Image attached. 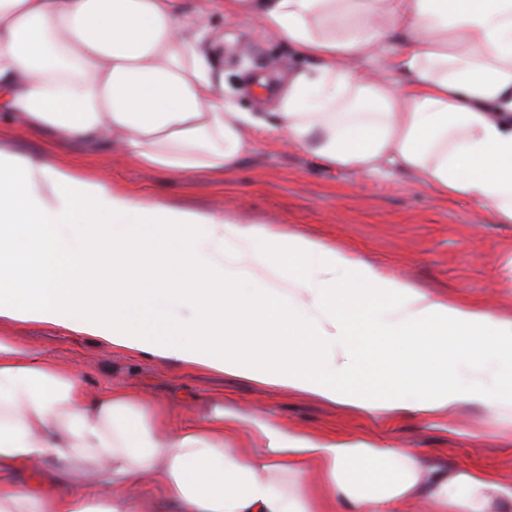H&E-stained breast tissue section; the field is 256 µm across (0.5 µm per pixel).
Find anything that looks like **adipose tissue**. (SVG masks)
Wrapping results in <instances>:
<instances>
[{
	"label": "adipose tissue",
	"mask_w": 512,
	"mask_h": 512,
	"mask_svg": "<svg viewBox=\"0 0 512 512\" xmlns=\"http://www.w3.org/2000/svg\"><path fill=\"white\" fill-rule=\"evenodd\" d=\"M222 8L314 62L280 92L274 129L328 165L388 164L512 224V0ZM206 31L180 0H0V112L152 170H230L269 124L225 99ZM1 318L370 415L484 403L512 432V317L303 235L143 204L48 152L0 148ZM245 426L256 452L238 446ZM502 492L487 473L425 472L402 449L226 407L173 431L144 394L88 389L0 336V512H499Z\"/></svg>",
	"instance_id": "obj_1"
}]
</instances>
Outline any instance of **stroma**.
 Segmentation results:
<instances>
[{
  "label": "stroma",
  "mask_w": 512,
  "mask_h": 512,
  "mask_svg": "<svg viewBox=\"0 0 512 512\" xmlns=\"http://www.w3.org/2000/svg\"><path fill=\"white\" fill-rule=\"evenodd\" d=\"M188 8L208 12L224 97L241 111H273L272 84L310 65L255 23L226 19L215 0H188ZM54 159L103 176L144 202L215 210L237 222L302 233L353 251L438 297L512 316V224L495 223L482 206L439 198L393 167L363 175L343 171L279 131L257 132L252 151L221 173L154 171L119 148L76 141L56 148ZM0 334L74 369L88 388L112 382L147 392L169 406L174 425L221 402L243 414L261 412L295 432L415 449L427 464L484 470L512 489V435L503 436L483 406L430 421L360 415L310 395L113 349L59 327L1 322Z\"/></svg>",
  "instance_id": "stroma-1"
}]
</instances>
